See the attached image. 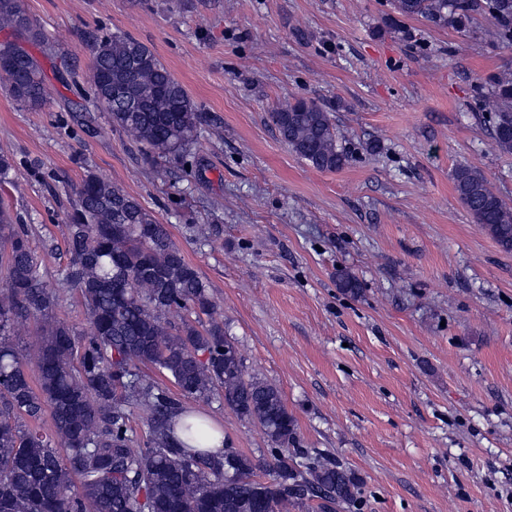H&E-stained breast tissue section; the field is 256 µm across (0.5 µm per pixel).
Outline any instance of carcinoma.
<instances>
[{"mask_svg":"<svg viewBox=\"0 0 512 512\" xmlns=\"http://www.w3.org/2000/svg\"><path fill=\"white\" fill-rule=\"evenodd\" d=\"M404 17L462 24L484 13L496 39L512 47V0H391ZM0 23L33 42L41 32L21 0H0ZM91 95L138 149L160 162L186 151L205 116L185 87L145 44L130 36L92 43ZM0 81L30 108L46 102L38 61L22 48L0 50ZM485 112L494 146L512 153V78L491 79ZM279 138L319 171H339L349 155L328 108L300 98L269 112ZM455 192L474 221L512 251V208L477 169L452 171ZM67 284L78 291L90 332L76 337L56 317L57 296L44 280L53 251L33 249L27 225L0 205V512H327L355 507L361 486L349 470L320 453L296 448L297 423L280 390L244 377L243 359L224 320L216 316L209 284L140 201L89 173L70 215ZM346 293L357 278L337 273ZM42 323L40 342H14L20 322ZM150 367L181 395L207 402L224 397L238 417L258 424L273 448L261 462L235 448L211 454L179 443L180 399L140 374ZM35 368L32 382L29 368ZM146 414L148 438L133 451L131 405ZM50 410L51 428L30 430L23 418ZM264 470L268 479L254 478Z\"/></svg>","mask_w":512,"mask_h":512,"instance_id":"obj_1","label":"carcinoma"}]
</instances>
